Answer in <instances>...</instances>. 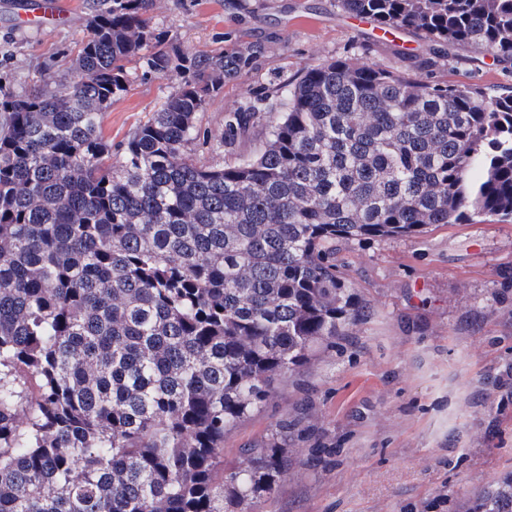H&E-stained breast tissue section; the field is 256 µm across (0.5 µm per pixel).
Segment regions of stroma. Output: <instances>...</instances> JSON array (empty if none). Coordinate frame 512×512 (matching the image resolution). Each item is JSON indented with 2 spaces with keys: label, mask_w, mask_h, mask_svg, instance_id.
Returning <instances> with one entry per match:
<instances>
[{
  "label": "stroma",
  "mask_w": 512,
  "mask_h": 512,
  "mask_svg": "<svg viewBox=\"0 0 512 512\" xmlns=\"http://www.w3.org/2000/svg\"><path fill=\"white\" fill-rule=\"evenodd\" d=\"M64 24L37 29L0 0V90L24 95L50 76L73 81L78 42L102 0H68ZM158 0L153 26L183 50L259 42L254 69L225 84L201 118L220 135L224 113L325 59L366 56L399 67L398 51L426 43L400 34L378 39L372 25L336 0ZM371 42L362 52L361 42ZM424 81L512 88V71L466 47ZM176 77L134 74L105 109L102 134L119 144L155 110ZM368 318L318 351L300 374L282 379L262 411L224 441V461L298 421L289 439L296 464L247 512H472L477 494L512 475V223L452 224L415 237L351 242L341 252Z\"/></svg>",
  "instance_id": "obj_1"
}]
</instances>
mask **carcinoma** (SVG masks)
<instances>
[{
  "label": "carcinoma",
  "instance_id": "obj_1",
  "mask_svg": "<svg viewBox=\"0 0 512 512\" xmlns=\"http://www.w3.org/2000/svg\"><path fill=\"white\" fill-rule=\"evenodd\" d=\"M512 67V0H337ZM155 0H111L77 75L0 96V512H231L275 492L290 424L224 437L368 317L341 246L512 223V93L325 60L243 97L197 156L199 114L265 52L189 53ZM177 85L112 154L131 64ZM253 152L239 151L255 130ZM474 512H512V481Z\"/></svg>",
  "mask_w": 512,
  "mask_h": 512
}]
</instances>
